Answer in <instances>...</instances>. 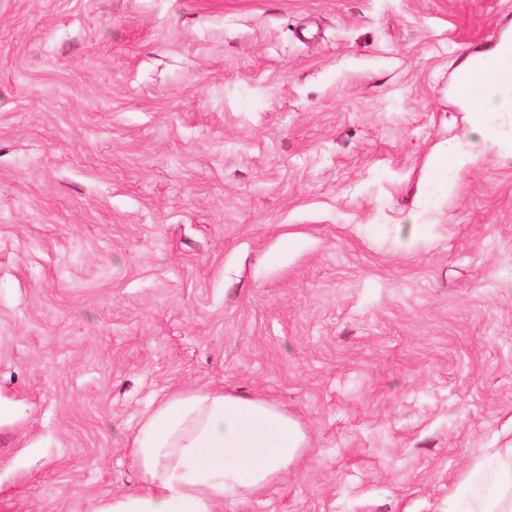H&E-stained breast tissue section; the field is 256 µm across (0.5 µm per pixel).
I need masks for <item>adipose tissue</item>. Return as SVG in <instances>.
Wrapping results in <instances>:
<instances>
[{
	"label": "adipose tissue",
	"mask_w": 512,
	"mask_h": 512,
	"mask_svg": "<svg viewBox=\"0 0 512 512\" xmlns=\"http://www.w3.org/2000/svg\"><path fill=\"white\" fill-rule=\"evenodd\" d=\"M474 103V132L483 140L499 136V119L512 114V81ZM304 441L299 427L265 401L208 387L174 393L130 439L142 485L93 512H224L225 502L287 472ZM465 512H512V469L484 478Z\"/></svg>",
	"instance_id": "1"
}]
</instances>
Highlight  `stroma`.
Listing matches in <instances>:
<instances>
[{
  "label": "stroma",
  "mask_w": 512,
  "mask_h": 512,
  "mask_svg": "<svg viewBox=\"0 0 512 512\" xmlns=\"http://www.w3.org/2000/svg\"><path fill=\"white\" fill-rule=\"evenodd\" d=\"M506 38L512 0H0V512L139 487L199 385L306 437L224 512H456L512 446V145L449 88Z\"/></svg>",
  "instance_id": "obj_1"
}]
</instances>
